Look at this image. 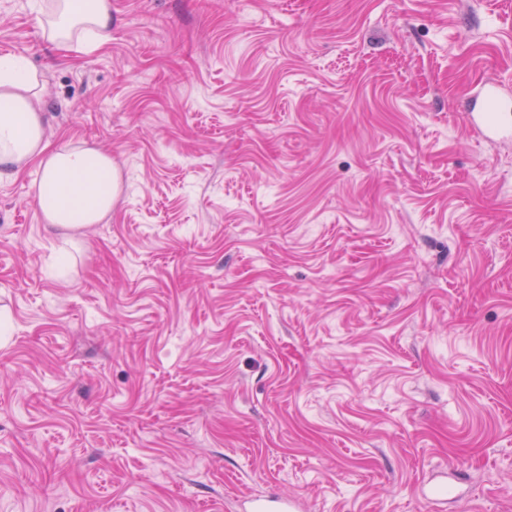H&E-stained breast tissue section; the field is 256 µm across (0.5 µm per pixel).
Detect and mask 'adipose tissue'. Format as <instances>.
<instances>
[{"instance_id": "obj_1", "label": "adipose tissue", "mask_w": 512, "mask_h": 512, "mask_svg": "<svg viewBox=\"0 0 512 512\" xmlns=\"http://www.w3.org/2000/svg\"><path fill=\"white\" fill-rule=\"evenodd\" d=\"M37 13L43 32L59 45L78 31L97 45L112 34V0H52ZM38 85L22 60L0 58V178L36 164L34 198L47 224L81 229L101 223L119 194L120 172L111 155L89 144L49 147Z\"/></svg>"}]
</instances>
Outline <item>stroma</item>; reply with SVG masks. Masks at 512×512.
I'll return each mask as SVG.
<instances>
[{"label":"stroma","instance_id":"35a3bbf8","mask_svg":"<svg viewBox=\"0 0 512 512\" xmlns=\"http://www.w3.org/2000/svg\"><path fill=\"white\" fill-rule=\"evenodd\" d=\"M0 56L121 173L75 237L0 179V512H512V0H112L88 53L0 0ZM497 112H499V109L495 98V92L493 89H488L479 112L475 113L478 114L479 120L477 121L474 113H471L468 117V122L473 128L478 129L483 135L497 134L502 129ZM240 512H296L297 502L291 498L273 495L264 499H244L239 505Z\"/></svg>","mask_w":512,"mask_h":512}]
</instances>
